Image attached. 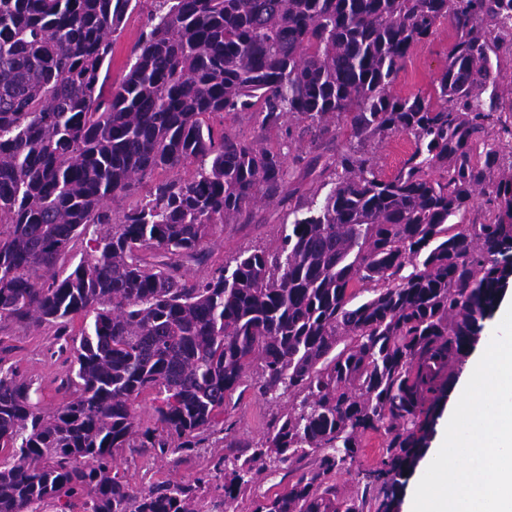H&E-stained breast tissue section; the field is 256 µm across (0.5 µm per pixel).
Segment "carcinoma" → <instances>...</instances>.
<instances>
[{
  "label": "carcinoma",
  "instance_id": "cac0c4a2",
  "mask_svg": "<svg viewBox=\"0 0 512 512\" xmlns=\"http://www.w3.org/2000/svg\"><path fill=\"white\" fill-rule=\"evenodd\" d=\"M132 2L0 0V324L54 328L68 363L65 399L47 409L0 350V512H225L256 475L303 460L254 512H364L328 475L369 433L388 443L362 480L389 509L448 365L512 275L499 68L512 0H153L134 62L108 87ZM443 20L456 39L432 91L393 95ZM242 112L260 117L250 140L210 123ZM292 122L315 143L349 130L331 181L294 206L276 251L188 279L216 230L285 191L269 134ZM401 135L412 151L383 178L369 147ZM158 170L168 177L114 207ZM252 366L261 394L291 404L250 455L225 437L194 482L140 490L114 472L125 453L178 468ZM146 393L150 425L134 411Z\"/></svg>",
  "mask_w": 512,
  "mask_h": 512
}]
</instances>
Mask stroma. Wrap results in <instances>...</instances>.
<instances>
[{
    "label": "stroma",
    "mask_w": 512,
    "mask_h": 512,
    "mask_svg": "<svg viewBox=\"0 0 512 512\" xmlns=\"http://www.w3.org/2000/svg\"><path fill=\"white\" fill-rule=\"evenodd\" d=\"M151 8L150 0H140L137 8L115 33L111 81H120L124 75L131 51ZM454 40L455 35L448 24L437 25L433 36L426 43L415 47L409 55L405 68L392 87L393 94L406 97L429 92L433 78L448 62V49ZM312 139L310 132L299 127L293 128L291 134L282 133L278 136L282 151L289 160L290 186L302 194L308 191L313 181L311 168L319 169L323 166L321 151L315 148ZM288 209V201L277 197L258 203L250 224L243 227L236 224L225 226L223 234L214 236L206 244L212 264L232 261L239 250L246 248L275 250L281 226L289 221ZM0 342L9 347L8 357L18 373L41 387L44 405L56 404L59 400L56 388L66 366L63 358L56 353L57 344L52 331L44 327L7 325L0 328ZM287 409V399L274 402L265 398L258 391L252 375L248 374L242 385L227 397L224 415L220 417L218 426L227 430L235 439L251 446L262 438L274 416ZM385 447V437L375 434L366 436L354 463L345 465L332 476L338 497L364 492V512H377L381 500L379 490L375 487L365 488L360 472L379 463ZM223 451V443L211 438L203 442L177 470H169L165 459L159 457L153 459L127 454L118 459L117 470L125 481L138 489L164 479L188 483L209 466L214 455ZM302 470V465L297 464L289 469H273L260 474L252 490L233 501L228 512H253L258 499L266 494L285 491L289 482L296 480Z\"/></svg>",
    "instance_id": "35a3bbf8"
}]
</instances>
